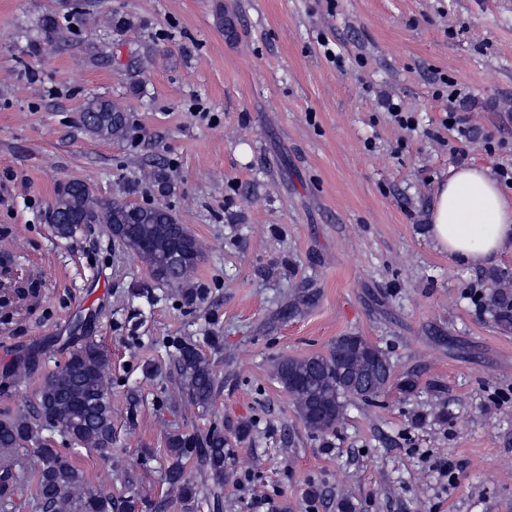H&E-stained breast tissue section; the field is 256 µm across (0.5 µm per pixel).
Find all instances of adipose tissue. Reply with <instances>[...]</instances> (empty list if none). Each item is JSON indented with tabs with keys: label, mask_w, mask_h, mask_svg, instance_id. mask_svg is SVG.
I'll use <instances>...</instances> for the list:
<instances>
[{
	"label": "adipose tissue",
	"mask_w": 512,
	"mask_h": 512,
	"mask_svg": "<svg viewBox=\"0 0 512 512\" xmlns=\"http://www.w3.org/2000/svg\"><path fill=\"white\" fill-rule=\"evenodd\" d=\"M435 248L471 266L487 265L512 250V194L488 168H452L435 191L429 212Z\"/></svg>",
	"instance_id": "adipose-tissue-1"
}]
</instances>
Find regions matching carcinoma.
Returning <instances> with one entry per match:
<instances>
[{
	"label": "carcinoma",
	"mask_w": 512,
	"mask_h": 512,
	"mask_svg": "<svg viewBox=\"0 0 512 512\" xmlns=\"http://www.w3.org/2000/svg\"><path fill=\"white\" fill-rule=\"evenodd\" d=\"M46 41L60 38L61 26L53 14L41 20ZM85 131L103 139L124 137L128 133L125 110L111 100H89L81 113ZM123 202L100 201L81 181L59 183L50 210L56 233L72 237L80 225L66 223L69 214L82 213L86 224H110L117 240L136 257L145 261L153 276L182 287L184 299L192 302L198 293L184 287L196 270L201 250L185 225L166 208L158 205L134 207L121 214ZM486 306L493 319L505 330L512 329V291L495 290ZM364 344L357 335L339 336L325 354L295 358L282 356L274 374L291 398L294 410L310 431L326 435L333 432L346 411L347 403L368 405L376 401L391 383L392 368L385 353L371 349L372 385L364 389L342 373L343 363L353 346ZM174 380L191 403L208 410L216 389V377L205 355L196 344L174 343ZM110 359L89 338L73 347L68 358L44 380L31 414L0 420V450L10 453L37 438L45 426L61 428L77 446L106 452L112 445V401L108 386ZM229 442L224 433L212 429L201 435L172 434L166 441L164 481L176 489L179 499L191 508L202 491L212 498L213 507L223 508ZM33 501L42 512H112V496L89 487L83 471L58 449L42 443L36 448ZM195 456L201 481L187 470V459ZM29 477L17 464H0V508L24 494Z\"/></svg>",
	"instance_id": "carcinoma-1"
}]
</instances>
